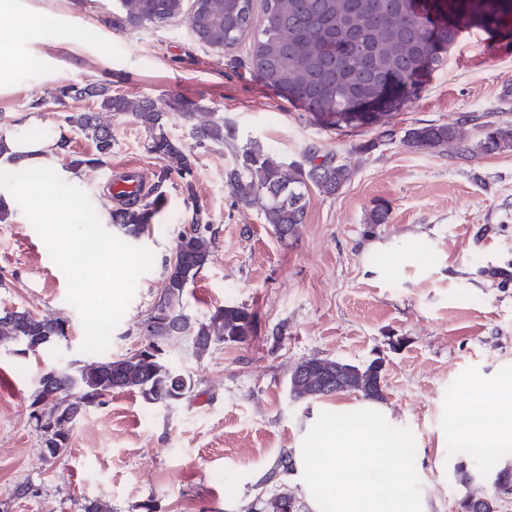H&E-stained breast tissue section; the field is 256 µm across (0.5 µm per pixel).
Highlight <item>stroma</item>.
Wrapping results in <instances>:
<instances>
[{
  "label": "stroma",
  "instance_id": "1",
  "mask_svg": "<svg viewBox=\"0 0 512 512\" xmlns=\"http://www.w3.org/2000/svg\"><path fill=\"white\" fill-rule=\"evenodd\" d=\"M39 13L36 38L15 40L25 59L0 93V134L18 126L48 127L68 139L56 166L91 155L92 140L63 114L95 109L89 98L58 104L62 84H101L136 100L181 98L222 117L237 142L253 139L286 162L309 149L334 153L350 180L333 195L310 191L303 224L281 242L272 225L230 193L231 151L193 146L187 123L170 113L169 136L192 145L193 177L159 182L162 159L148 152L143 127L129 114L103 113L112 155L83 169L84 203L111 198L114 180L142 173L160 186L150 237L127 243L111 224L94 227L110 252L67 251L65 239L86 226L47 227L14 201L0 221V310L27 308L69 325L66 339L37 353L0 342V512H82L85 501L112 512H266L280 494L306 512L294 474L275 473L282 450L295 448L312 414L336 416L357 393L297 400L289 378L304 360L365 364L385 360V432L412 450L399 468L422 460L434 512H459L466 492L450 448L440 442L446 408L471 386L512 376V152L472 157L448 148L421 153L401 142L404 129L466 122L479 131L512 122V38L476 27L448 50V64L423 73L417 95L386 124L328 129L267 87L249 68L252 38L217 52L200 45L188 16L161 27L125 22L115 0H19L18 15ZM75 35L56 42L59 27ZM387 203L386 223L368 222ZM209 224L212 259L183 296L191 321L224 304L255 315L244 344L217 342L197 353L192 334L163 344L164 363L189 377L193 390L166 405L114 391L68 425L69 450L45 459L33 417L39 373L138 351L140 324L163 289L165 265L192 215Z\"/></svg>",
  "mask_w": 512,
  "mask_h": 512
}]
</instances>
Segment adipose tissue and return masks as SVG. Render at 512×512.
<instances>
[{
	"label": "adipose tissue",
	"instance_id": "obj_1",
	"mask_svg": "<svg viewBox=\"0 0 512 512\" xmlns=\"http://www.w3.org/2000/svg\"><path fill=\"white\" fill-rule=\"evenodd\" d=\"M57 142L54 136L28 137L22 128L6 137L14 167L33 175L24 186L25 197H50L52 184L59 178L67 180L73 190L65 210L53 205L45 208L44 223L80 224L84 221L78 194L80 174L55 168ZM487 405L493 410V422L475 421V414ZM387 413L377 402L342 404L336 408L335 424H310L318 449L308 448L302 440L294 450L296 480L306 495L308 512H432L430 489L418 470L397 469L391 452L393 440L373 424L376 417ZM447 425L474 448H493L512 440V380L502 379L476 389L474 395L453 407ZM315 482L331 483L335 490L325 499L309 495Z\"/></svg>",
	"mask_w": 512,
	"mask_h": 512
}]
</instances>
